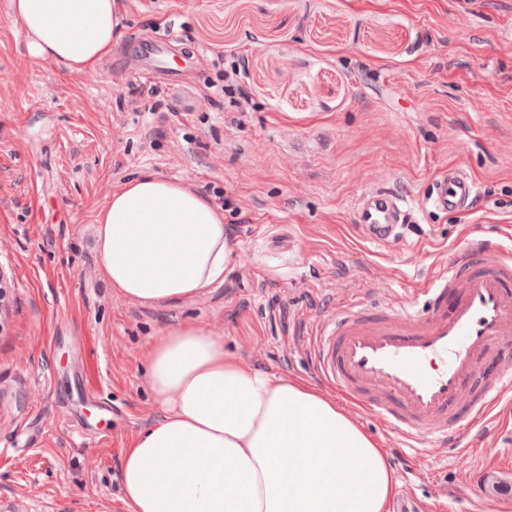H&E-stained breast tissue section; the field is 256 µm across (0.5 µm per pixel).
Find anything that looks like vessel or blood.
<instances>
[{
    "mask_svg": "<svg viewBox=\"0 0 512 512\" xmlns=\"http://www.w3.org/2000/svg\"><path fill=\"white\" fill-rule=\"evenodd\" d=\"M478 184L463 167L436 172L409 201L367 190L355 222L366 242L386 246L411 206L443 214L469 210ZM512 337V254L474 239L448 252L427 288L366 305L337 299L305 345L330 387L365 415L388 422L408 467L425 448L473 450L490 423H512V360L499 348Z\"/></svg>",
    "mask_w": 512,
    "mask_h": 512,
    "instance_id": "b4317fda",
    "label": "vessel or blood"
}]
</instances>
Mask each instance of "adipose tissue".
I'll return each mask as SVG.
<instances>
[{
  "instance_id": "ef3b65f1",
  "label": "adipose tissue",
  "mask_w": 512,
  "mask_h": 512,
  "mask_svg": "<svg viewBox=\"0 0 512 512\" xmlns=\"http://www.w3.org/2000/svg\"><path fill=\"white\" fill-rule=\"evenodd\" d=\"M31 55L96 70L123 29L122 0H8ZM233 254L223 212L183 182L143 174L115 188L95 224L102 277L149 307L223 280ZM161 416L125 449L128 512H389L396 482L381 443L340 402L276 376L193 324L144 351Z\"/></svg>"
}]
</instances>
